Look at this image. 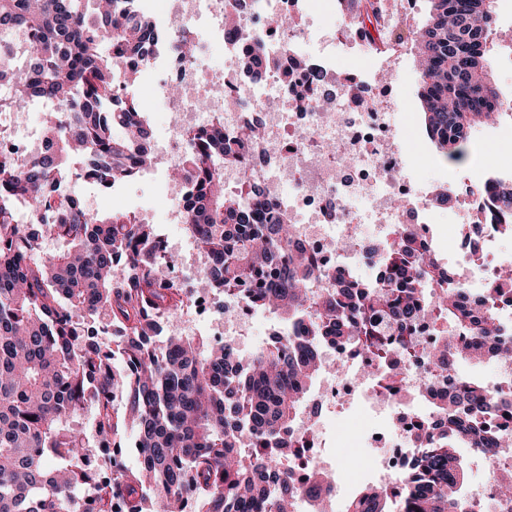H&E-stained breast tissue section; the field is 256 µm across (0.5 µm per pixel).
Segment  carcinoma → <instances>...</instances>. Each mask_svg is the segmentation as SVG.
Masks as SVG:
<instances>
[{
	"label": "carcinoma",
	"mask_w": 512,
	"mask_h": 512,
	"mask_svg": "<svg viewBox=\"0 0 512 512\" xmlns=\"http://www.w3.org/2000/svg\"><path fill=\"white\" fill-rule=\"evenodd\" d=\"M426 2L427 21L412 38L421 121L441 156L460 164L472 132L504 116L490 80L495 12L492 0ZM139 3L0 0V36L32 35L23 61L0 56V107L20 112L35 99L57 107L46 113L45 151L19 161L0 146V512H184L189 501L195 512H294L303 495L319 505L331 478L299 479L280 456L303 447L299 411L324 368L327 339L345 337L384 359L406 349L421 303L432 299L449 328L474 332L471 340L504 362L512 332L494 309L436 291L440 259L401 227L379 271L350 268L314 292L325 273L277 201L261 202L257 224L241 199L257 194L250 179L240 193L225 192L224 163H241L244 146L218 129L197 133L174 167L191 188L185 230L202 257L200 276L224 294V315L246 305L275 316L281 330L247 354L180 332L174 319L190 297L168 279L173 260L154 226L125 213L93 215L52 187L77 159L103 188L147 166L144 107L113 93L122 62L147 60L159 42ZM488 218L512 235L511 180L494 184ZM46 236L64 247L38 259ZM429 358L446 380L436 410L474 419L497 409L489 386L461 373L465 354L450 359L435 347ZM88 412L96 440L112 449L95 469L80 425ZM453 427L450 419L424 436L399 484L366 485L347 512H458L468 474ZM128 444L139 457L134 468L121 459Z\"/></svg>",
	"instance_id": "carcinoma-1"
}]
</instances>
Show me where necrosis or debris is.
<instances>
[{"label": "necrosis or debris", "instance_id": "necrosis-or-debris-1", "mask_svg": "<svg viewBox=\"0 0 512 512\" xmlns=\"http://www.w3.org/2000/svg\"><path fill=\"white\" fill-rule=\"evenodd\" d=\"M318 0H162L157 12L168 38L148 60H133L139 75L151 77L155 98L165 112V135L156 147L159 164L175 166L190 138L200 129L223 123L224 134L244 143V157L256 186L281 203L296 224L307 252L328 273L349 265L379 268L378 242L403 226L415 240L436 245L448 230L437 219L434 183L405 162L399 139L401 114L396 105L375 103L389 86L396 61L367 70L347 68L362 30L348 0H334L324 22H317ZM417 0H378L373 44L390 45L389 34L414 21ZM291 17L290 28L279 25ZM192 41V57H183L179 39ZM259 50L268 60L262 81L242 64L246 52ZM262 113L263 136L247 138L251 113ZM512 179V167L481 165L476 177H449V195L462 204L466 226L476 229L482 248L462 253L446 274L452 294H493L496 276L512 266V251L500 248V236L485 222V187ZM494 295V294H493ZM438 325L422 315L413 326V344L397 358L398 383L386 391L377 385L376 361L354 342L327 341L328 361L344 370L324 373L316 392L319 405L362 399L377 415L374 437L382 438L376 478L387 485L400 478L415 454L414 429L425 425L431 409L419 398L422 385L442 377L428 359ZM512 467V451L486 461L479 482L464 492L467 512H512L500 498L497 479Z\"/></svg>", "mask_w": 512, "mask_h": 512}]
</instances>
